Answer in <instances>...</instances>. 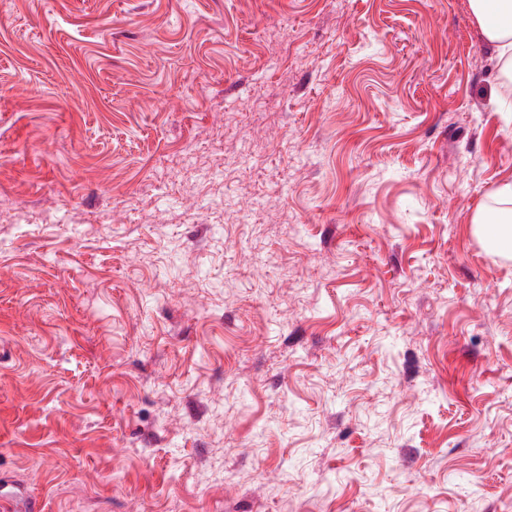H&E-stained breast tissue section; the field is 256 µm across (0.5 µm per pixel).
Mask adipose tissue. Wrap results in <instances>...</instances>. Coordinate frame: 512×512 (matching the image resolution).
<instances>
[{
  "instance_id": "1",
  "label": "adipose tissue",
  "mask_w": 512,
  "mask_h": 512,
  "mask_svg": "<svg viewBox=\"0 0 512 512\" xmlns=\"http://www.w3.org/2000/svg\"><path fill=\"white\" fill-rule=\"evenodd\" d=\"M469 6L487 42L512 66V0H469ZM494 199L476 213L473 233L492 257L512 259V182L499 186Z\"/></svg>"
}]
</instances>
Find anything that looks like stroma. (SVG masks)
<instances>
[{"instance_id": "obj_1", "label": "stroma", "mask_w": 512, "mask_h": 512, "mask_svg": "<svg viewBox=\"0 0 512 512\" xmlns=\"http://www.w3.org/2000/svg\"><path fill=\"white\" fill-rule=\"evenodd\" d=\"M510 97L469 0H0V486L512 512ZM497 206L480 209L473 219V233L493 258L512 259V182L497 188Z\"/></svg>"}]
</instances>
